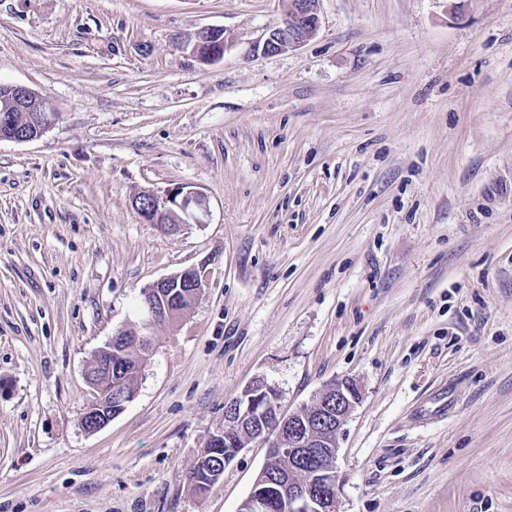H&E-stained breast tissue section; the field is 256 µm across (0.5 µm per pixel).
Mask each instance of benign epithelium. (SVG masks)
I'll use <instances>...</instances> for the list:
<instances>
[{
  "label": "benign epithelium",
  "instance_id": "7a95c632",
  "mask_svg": "<svg viewBox=\"0 0 512 512\" xmlns=\"http://www.w3.org/2000/svg\"><path fill=\"white\" fill-rule=\"evenodd\" d=\"M315 0H284L282 22L264 34L262 52L278 54L295 49L312 38L319 28V16L314 8ZM209 42H195L193 53L203 55L205 61L224 58L228 41L224 31L209 30ZM8 96L17 112L31 114L35 132L29 134L15 128L13 117L0 116V140L30 141L41 136L55 120V113L35 109L33 92L26 86L11 85ZM151 215L150 222L169 232L186 224H204L210 214L207 195L184 185L174 186L163 193H151L145 204ZM207 279L201 268H187L162 278L143 290L142 309L145 319L135 330L137 339L147 341L154 335L156 326L165 324L175 327L180 319L170 309L158 302L163 288H187L198 297L206 288ZM103 374V366L92 360L84 371L86 383L92 390V399L84 413V430L96 433L112 421V391L97 385ZM270 398L261 406L251 401L241 403L233 396L224 404V434L234 435L245 423L259 428L260 439L267 447L266 461L275 454L288 459V469L276 474L277 483L288 486V512H337L343 490V479L337 466L339 436L361 400V387L353 378L336 380L321 391L311 404L304 408L285 412L280 405L281 391L274 385L265 384Z\"/></svg>",
  "mask_w": 512,
  "mask_h": 512
}]
</instances>
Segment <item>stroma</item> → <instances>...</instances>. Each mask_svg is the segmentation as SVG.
Here are the masks:
<instances>
[{"mask_svg": "<svg viewBox=\"0 0 512 512\" xmlns=\"http://www.w3.org/2000/svg\"><path fill=\"white\" fill-rule=\"evenodd\" d=\"M283 9L0 0V84L56 114L0 140V512H238L259 441L205 495L187 476L256 377L290 411L361 385L339 512H512V0H316V35L263 54ZM177 184L210 215L169 233L133 200ZM198 266L86 433L94 353ZM207 279L203 267L187 268L181 272L172 274L162 278L143 290L142 309L145 312V319L135 330L138 340L146 341L151 337V342L142 351L139 357L141 344L136 343L132 339L126 342L117 340L112 345V338H123L124 336H112L108 341L112 349V361L107 365L108 371L112 374V381L101 378L102 385L107 391L96 383L98 378L103 374L104 367L94 358L84 371L86 383L92 390V399L87 403L84 413V430L87 433H96L106 427L114 418L112 415L119 413L115 409L112 402L114 393H137L138 379L153 360L158 349L152 343L154 329L157 325L167 324L169 327H175L185 312L192 306L194 300L187 297L181 290L174 292L175 289L165 290V300L168 301L172 311L175 312L174 317L167 306L158 302L159 290L163 288H190L189 293L194 297H198L206 288ZM172 291V292H171ZM141 358V361H140ZM112 387L111 390H108Z\"/></svg>", "mask_w": 512, "mask_h": 512, "instance_id": "stroma-1", "label": "stroma"}]
</instances>
